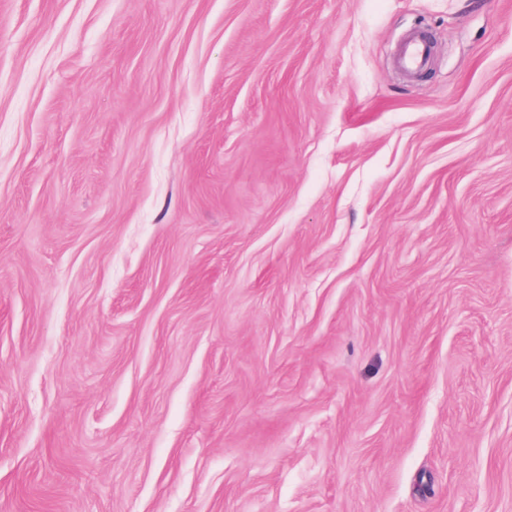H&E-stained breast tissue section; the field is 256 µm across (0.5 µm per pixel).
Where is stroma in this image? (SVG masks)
<instances>
[{"label":"stroma","instance_id":"stroma-1","mask_svg":"<svg viewBox=\"0 0 512 512\" xmlns=\"http://www.w3.org/2000/svg\"><path fill=\"white\" fill-rule=\"evenodd\" d=\"M0 512H512V0H0ZM428 53V46L424 41L414 40L409 43L403 53L402 65L409 70L418 69L425 63Z\"/></svg>","mask_w":512,"mask_h":512}]
</instances>
